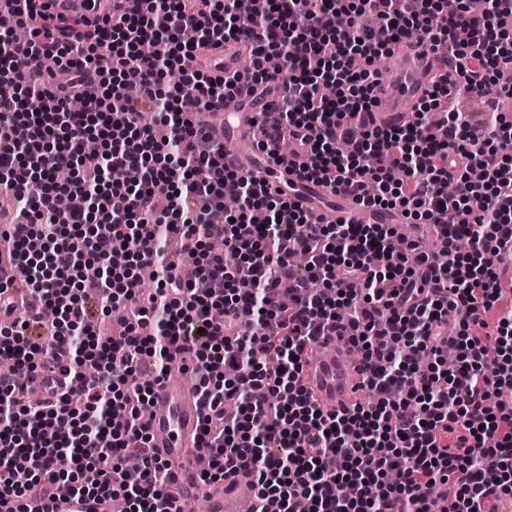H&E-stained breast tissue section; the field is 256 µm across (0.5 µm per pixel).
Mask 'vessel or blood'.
Here are the masks:
<instances>
[{
    "label": "vessel or blood",
    "mask_w": 512,
    "mask_h": 512,
    "mask_svg": "<svg viewBox=\"0 0 512 512\" xmlns=\"http://www.w3.org/2000/svg\"><path fill=\"white\" fill-rule=\"evenodd\" d=\"M51 10L77 19L91 15L88 0H52ZM252 45L251 38L241 37L201 49L197 66L214 76L231 74ZM394 54L400 63L384 78L377 93L374 116L380 125L398 124L408 119L435 76L447 70L440 52L432 50L423 54L406 41L397 44ZM280 95V89H272L251 112L245 109L251 101L248 95L226 100L224 111L212 128L214 140L221 143L237 139L249 144L256 140L258 126L274 131V108ZM306 155L302 148L292 154L270 157L256 152L248 160L240 154H228L224 165L266 190L285 192L288 201L311 216H321L336 224H393L397 227L398 239H407L402 215L365 207L359 196L339 193L330 206H320L319 200L327 194V187L304 181L299 176V165ZM350 348L348 337L337 335L330 328L304 350L302 383L324 410L342 411L358 401L361 376L346 355ZM182 373L180 365H173L167 379L154 391L153 405L145 417L150 446L157 456L170 464L168 488L176 505L182 507L202 498L206 501L207 512H240L238 491L249 484L251 474L241 469L229 481L203 482L204 468L199 463L201 453L197 444L202 435L204 408L196 390L179 384ZM40 512H102V507L87 499L79 501L69 495H55L46 498Z\"/></svg>",
    "instance_id": "vessel-or-blood-1"
}]
</instances>
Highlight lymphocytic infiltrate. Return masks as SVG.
I'll return each mask as SVG.
<instances>
[{
    "mask_svg": "<svg viewBox=\"0 0 512 512\" xmlns=\"http://www.w3.org/2000/svg\"><path fill=\"white\" fill-rule=\"evenodd\" d=\"M7 2L0 192L15 199L16 221L0 230V273L18 271L56 318L0 322V359L33 371L50 358L65 386L32 406L0 372V512H29L46 483L172 512L169 464L152 454L144 418L177 360L198 375L206 407L204 480L248 463L254 501L277 512L300 500L310 512H499L512 501V312L492 326L482 317L505 292L497 267L512 245V121L497 108L512 98V0L453 10L446 0H253L244 20L222 0H132L82 41L36 0ZM366 15L384 38L361 25ZM459 26L470 33L463 45L451 35ZM19 28L25 41L13 38ZM237 35L255 44L236 86L183 69L199 48ZM405 39L445 49L452 70L411 121L381 126L372 63ZM273 55L283 67L271 72ZM34 56L52 68L26 67ZM174 70L178 82L163 85ZM271 80L286 91L277 141L309 147L303 180L362 190L366 206L432 225L442 260L430 275L413 264L419 242L396 243L390 225L314 222L225 168L201 113L234 87ZM326 84L335 98L323 97ZM462 91L485 98L483 126L450 107ZM91 139L105 162L83 169ZM113 169L128 181L112 182ZM449 211L456 223L443 222ZM171 234L206 294L167 259ZM215 239L223 250L210 249ZM146 265L156 269L150 307L94 335L87 298L136 303ZM328 326L352 329L371 406L327 412L308 396L303 348ZM145 367L152 382L134 383Z\"/></svg>",
    "mask_w": 512,
    "mask_h": 512,
    "instance_id": "1",
    "label": "lymphocytic infiltrate"
}]
</instances>
